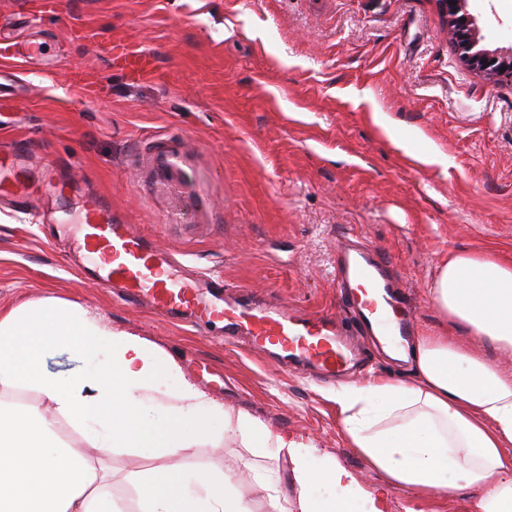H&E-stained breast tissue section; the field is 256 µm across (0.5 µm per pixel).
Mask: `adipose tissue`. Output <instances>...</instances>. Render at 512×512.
I'll return each mask as SVG.
<instances>
[{
	"mask_svg": "<svg viewBox=\"0 0 512 512\" xmlns=\"http://www.w3.org/2000/svg\"><path fill=\"white\" fill-rule=\"evenodd\" d=\"M447 320L502 351L512 350V260L485 252L449 255L429 288ZM106 349L92 369L60 376L44 369L50 352ZM410 362L408 381L346 386L332 394L343 430L386 485L418 501L472 491L471 512H512V374L444 336L391 347ZM178 389L158 394L166 381ZM30 392L26 404L15 392ZM83 432L62 438L58 417ZM224 438L252 454L286 456L295 495L268 472L251 478L266 493L267 512H383L373 492L339 464L315 466V448L273 432L261 418L225 408L185 378L155 344L112 328L74 302L47 296L0 316V512H115L101 487L100 458L115 448H151L162 458L199 446L214 417ZM138 512H253L231 476L219 469L184 471L165 464L132 475ZM327 486L329 497L310 489Z\"/></svg>",
	"mask_w": 512,
	"mask_h": 512,
	"instance_id": "adipose-tissue-1",
	"label": "adipose tissue"
}]
</instances>
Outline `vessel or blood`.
<instances>
[{
	"mask_svg": "<svg viewBox=\"0 0 512 512\" xmlns=\"http://www.w3.org/2000/svg\"><path fill=\"white\" fill-rule=\"evenodd\" d=\"M39 50L36 43L0 35L1 59L24 61ZM112 53L133 76H143L150 69L149 57L128 46H113ZM153 168L160 179L175 181L180 189L197 178L186 152L169 138L155 139ZM55 177L53 168L36 172L14 155L0 160V195L22 208L32 189L53 187ZM78 222L80 246L93 260L98 284L127 302H148L169 319L223 326L225 338L243 337L248 348L258 353L277 349L281 359L301 365L321 380L349 374L362 360L360 346L341 323L252 305L244 289L233 298H206L205 289L217 285L209 273L184 276L176 253L134 230L98 194L82 198ZM338 249L337 286L356 323L386 336L406 335L411 329L409 310L385 256L347 239L339 242Z\"/></svg>",
	"mask_w": 512,
	"mask_h": 512,
	"instance_id": "vessel-or-blood-1",
	"label": "vessel or blood"
}]
</instances>
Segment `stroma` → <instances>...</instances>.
Listing matches in <instances>:
<instances>
[{
    "instance_id": "obj_1",
    "label": "stroma",
    "mask_w": 512,
    "mask_h": 512,
    "mask_svg": "<svg viewBox=\"0 0 512 512\" xmlns=\"http://www.w3.org/2000/svg\"><path fill=\"white\" fill-rule=\"evenodd\" d=\"M480 48H512V0H468ZM46 46L40 60L0 61V156L27 143L75 193H105L134 229L191 269L244 285L252 300L345 316L336 287L340 239L380 250L414 307V334L477 339L447 325L428 289L449 253L512 258V82H488L448 46L434 0H0V28ZM150 51L130 78L109 48ZM384 126H376L374 115ZM168 135L200 165L205 214L179 227L135 160ZM73 197L37 195L27 213L0 199V314L51 295L101 315L173 357L225 407L315 445L362 487L381 477L352 448L334 387L406 379L409 363L371 343L354 374L329 384L227 344L142 304L113 297L86 271ZM177 449L186 470H269L293 491L287 457L224 442ZM108 487L136 512L130 475L157 466L148 448L104 458ZM471 494L423 503L396 489L385 512H470Z\"/></svg>"
}]
</instances>
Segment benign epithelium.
I'll return each mask as SVG.
<instances>
[{"instance_id": "benign-epithelium-1", "label": "benign epithelium", "mask_w": 512, "mask_h": 512, "mask_svg": "<svg viewBox=\"0 0 512 512\" xmlns=\"http://www.w3.org/2000/svg\"><path fill=\"white\" fill-rule=\"evenodd\" d=\"M438 12L448 27V35L456 36V41L464 50L461 61L474 73L491 79L507 77L512 80V57L496 51L474 50L479 43L478 28L466 10L467 0H435Z\"/></svg>"}]
</instances>
